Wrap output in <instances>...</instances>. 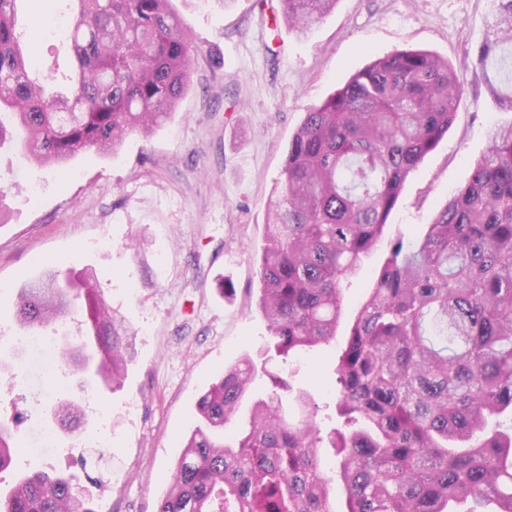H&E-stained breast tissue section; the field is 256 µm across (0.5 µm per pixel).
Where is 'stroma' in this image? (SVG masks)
Instances as JSON below:
<instances>
[{
  "mask_svg": "<svg viewBox=\"0 0 512 512\" xmlns=\"http://www.w3.org/2000/svg\"><path fill=\"white\" fill-rule=\"evenodd\" d=\"M279 0H172L196 49L191 87L150 138H127L117 157L88 153L67 171L23 165L0 148V415L50 427L54 453L18 448L0 488L28 471L73 479L100 512H154L197 422L196 401L243 356L287 374L320 407L321 428L337 426L336 363L348 327L388 256V242L425 230L488 149L492 123L512 120L486 91L475 53L491 0H338L300 38ZM34 75L66 65V42L49 22L64 9L18 0ZM399 49L429 50L452 64L465 94L447 134L411 173L388 220L386 241L344 288L334 341L288 358L270 352L256 307L255 256L265 244L288 142L308 107ZM48 266L93 271L98 293L128 329L119 386L96 372L21 371L14 342L20 288ZM234 292L222 294L220 281ZM78 401L80 427L54 428L59 403ZM110 429L106 455L80 449Z\"/></svg>",
  "mask_w": 512,
  "mask_h": 512,
  "instance_id": "obj_1",
  "label": "stroma"
}]
</instances>
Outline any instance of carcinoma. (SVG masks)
Returning a JSON list of instances; mask_svg holds the SVG:
<instances>
[{
    "label": "carcinoma",
    "instance_id": "cac0c4a2",
    "mask_svg": "<svg viewBox=\"0 0 512 512\" xmlns=\"http://www.w3.org/2000/svg\"><path fill=\"white\" fill-rule=\"evenodd\" d=\"M338 0H280L305 36ZM476 54L490 96L512 111V0H493ZM16 0H0V145L23 132L21 155L59 167L115 155L150 136L190 87L193 49L171 0H68L72 66L31 76ZM463 91L454 68L421 49L396 50L312 106L291 141L258 259L257 305L280 356L336 337L348 280L385 237L400 191L452 125ZM470 180L421 237L391 244L336 364L341 428L321 431L318 406L249 358L224 369L197 400L188 438L156 512H512V123L493 124ZM93 274L55 272L24 286L17 320L34 331L87 313ZM99 375L126 367L127 329L101 305ZM273 389L249 427L235 420L259 374ZM300 410L283 415V400ZM63 422L84 417L60 403ZM22 447L17 421L0 420V471ZM337 456L335 476L319 460ZM0 512H96L64 475L21 478Z\"/></svg>",
    "mask_w": 512,
    "mask_h": 512
}]
</instances>
